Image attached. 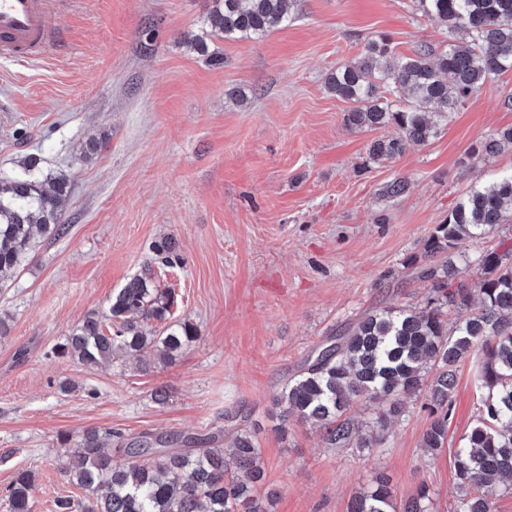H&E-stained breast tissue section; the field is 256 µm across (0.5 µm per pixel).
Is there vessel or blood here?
I'll return each mask as SVG.
<instances>
[{
  "label": "vessel or blood",
  "mask_w": 512,
  "mask_h": 512,
  "mask_svg": "<svg viewBox=\"0 0 512 512\" xmlns=\"http://www.w3.org/2000/svg\"><path fill=\"white\" fill-rule=\"evenodd\" d=\"M54 0H0V57L29 61L58 41Z\"/></svg>",
  "instance_id": "obj_1"
}]
</instances>
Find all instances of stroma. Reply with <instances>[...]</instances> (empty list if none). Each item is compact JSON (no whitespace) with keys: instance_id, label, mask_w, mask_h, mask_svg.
Wrapping results in <instances>:
<instances>
[{"instance_id":"35a3bbf8","label":"stroma","mask_w":512,"mask_h":512,"mask_svg":"<svg viewBox=\"0 0 512 512\" xmlns=\"http://www.w3.org/2000/svg\"><path fill=\"white\" fill-rule=\"evenodd\" d=\"M60 45L37 61L0 59V177L32 154L64 171L69 231L41 237L0 287V512L16 472L35 473L31 512L87 494L61 470L89 429L128 436L204 435L236 414L251 431L274 512H347L376 475L396 500L429 489L432 512H456L454 454L480 415L470 365L451 398L448 439L423 452L431 417L407 401L374 448H336L311 424L277 429L274 400L306 357L363 313L424 307L423 245L471 190L512 173V146H479L512 128V70L450 112L424 145L377 161L369 148L395 127L357 128L326 88L336 67L389 36L397 54L442 50L460 32L414 0H291L288 27L257 40L212 31V0H58ZM206 51H197L195 39ZM97 152L85 156L89 138ZM407 189L390 195L388 185ZM171 238L182 262L161 271L175 319L198 338L170 364L126 358L88 367L55 357L71 329ZM497 252L512 266V223L459 243L467 283ZM169 391L165 404L156 388ZM68 435L59 443V435Z\"/></svg>"}]
</instances>
